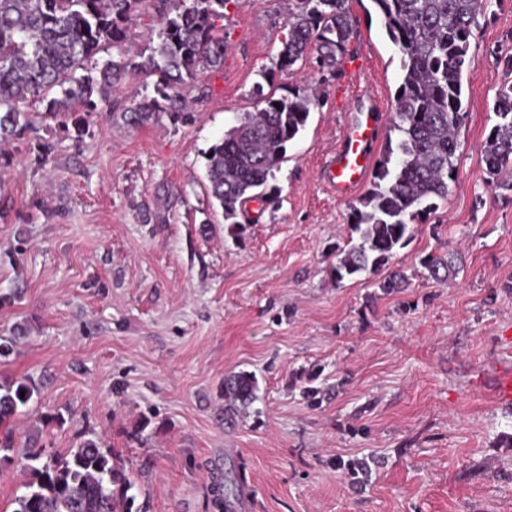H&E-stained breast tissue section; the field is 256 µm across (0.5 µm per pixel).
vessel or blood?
I'll return each mask as SVG.
<instances>
[{"label": "vessel or blood", "instance_id": "1", "mask_svg": "<svg viewBox=\"0 0 512 512\" xmlns=\"http://www.w3.org/2000/svg\"><path fill=\"white\" fill-rule=\"evenodd\" d=\"M374 114L365 113L350 125L340 147L328 162V177L337 192L347 194L364 180L371 162L370 146L377 134Z\"/></svg>", "mask_w": 512, "mask_h": 512}]
</instances>
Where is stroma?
<instances>
[{"mask_svg":"<svg viewBox=\"0 0 512 512\" xmlns=\"http://www.w3.org/2000/svg\"><path fill=\"white\" fill-rule=\"evenodd\" d=\"M356 35L275 173L280 204L250 205L233 238L207 191L206 156L256 87L320 81L275 68L288 0H231L224 67L187 91L191 117L125 119L148 78L127 74L97 112L29 108L32 130L0 152V383L40 388L0 427L17 446L63 452L102 438L134 472V512H225L233 472L248 512H512V192L495 193L481 148L512 56V0H486L463 78L468 117L448 199L387 268L336 281V250L365 187L337 196L328 159L364 109L386 144L402 72L371 0H349ZM459 254L448 283L419 259ZM408 277L384 294L389 272ZM254 399L225 425L224 381ZM320 392L319 403L302 395ZM367 461L371 480L352 483ZM254 389V378L247 373H239L225 380V396L229 397L233 402V404L227 405L226 408V412L228 413L229 416L234 414L236 410V402L246 404L253 398Z\"/></svg>","mask_w":512,"mask_h":512,"instance_id":"obj_1","label":"stroma"}]
</instances>
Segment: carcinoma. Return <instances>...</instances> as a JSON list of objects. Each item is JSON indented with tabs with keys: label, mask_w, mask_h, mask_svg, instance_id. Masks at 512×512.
<instances>
[{
	"label": "carcinoma",
	"mask_w": 512,
	"mask_h": 512,
	"mask_svg": "<svg viewBox=\"0 0 512 512\" xmlns=\"http://www.w3.org/2000/svg\"><path fill=\"white\" fill-rule=\"evenodd\" d=\"M287 34L276 69L288 73L316 53L323 80L348 52L355 34L348 0H291ZM400 59L402 83L395 99L388 139L371 188L353 208L351 224L358 242L340 252L336 280L377 272L414 236V224L448 198L457 176L458 131L466 116L463 74L473 29L485 0H372ZM229 0H154L161 28L159 43L134 51L128 31L144 0H0V144L19 139L31 128L27 102L53 89L50 111L94 112L99 93L108 103L111 89L132 70L155 77L154 96L136 107L134 120L160 112L184 115V86L202 73L224 66V19ZM112 46L118 56L97 74L88 64ZM256 96L262 107L247 112L224 132L208 156V191L218 202L228 232L241 235L254 199L273 207L279 202L270 185L288 142L305 129L318 96L303 90L280 97ZM496 122L482 147L486 173L508 176L496 186L512 191V81L496 94ZM455 255L427 254L420 264L440 283L456 274ZM396 271L378 287L390 294L405 287ZM254 378L239 373L225 380V396L236 403L253 398ZM25 395H20V392ZM38 388L29 379L0 385V426L28 408ZM28 479L14 498L13 512H132L135 486L126 460L101 440L88 439L65 453L32 448Z\"/></svg>",
	"instance_id": "obj_1"
}]
</instances>
